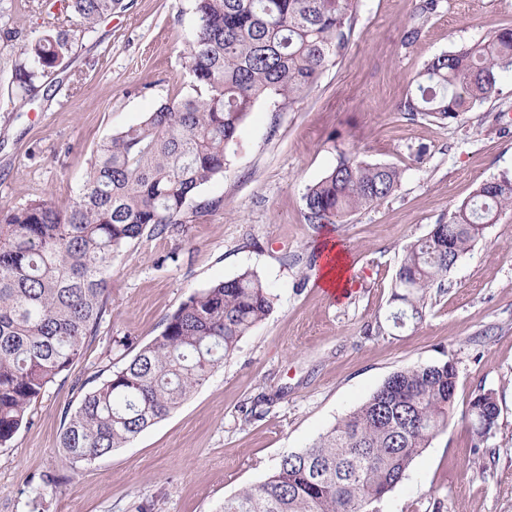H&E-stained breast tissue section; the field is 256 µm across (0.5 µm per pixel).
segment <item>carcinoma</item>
Wrapping results in <instances>:
<instances>
[{
	"mask_svg": "<svg viewBox=\"0 0 512 512\" xmlns=\"http://www.w3.org/2000/svg\"><path fill=\"white\" fill-rule=\"evenodd\" d=\"M356 0H195L189 92L102 141L77 195L64 208L31 200L0 215V447L29 409L83 354L108 310L112 261L144 236L184 232L185 210L201 186L224 174L226 147L255 104L281 107L304 97L345 49ZM121 0H65V28L48 11L43 34L11 61L27 94L70 58L77 35L95 31ZM512 74V29L432 58L411 82L401 111L456 118L498 91ZM400 180L390 165L345 158L304 194L308 221L335 224L387 199ZM512 207V178L478 185L445 223L404 248L397 273L400 323L418 322L429 288L443 280L499 213ZM273 309L253 272L191 294L162 333L123 366L87 378L78 407L65 411L61 447L77 474L133 440L191 396L240 340ZM457 369L448 360L397 371L311 445L284 456L263 483L224 500L222 512H369L448 426ZM468 415L479 438L499 417L491 392Z\"/></svg>",
	"mask_w": 512,
	"mask_h": 512,
	"instance_id": "obj_1",
	"label": "carcinoma"
}]
</instances>
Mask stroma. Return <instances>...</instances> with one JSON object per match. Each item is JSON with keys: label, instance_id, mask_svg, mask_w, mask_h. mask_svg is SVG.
Wrapping results in <instances>:
<instances>
[{"label": "stroma", "instance_id": "obj_1", "mask_svg": "<svg viewBox=\"0 0 512 512\" xmlns=\"http://www.w3.org/2000/svg\"><path fill=\"white\" fill-rule=\"evenodd\" d=\"M80 38L53 81L11 99L9 61L40 36L29 0H0V211L44 199L66 206L104 139L188 91L194 0H124ZM420 34L405 37L411 28ZM512 28V0H357L349 43L292 106L259 102L227 150L224 173L187 206L178 237H144L113 261L111 311L71 371L32 406L29 426L0 447V512H220L283 455L365 402L394 372L453 361L447 429L410 465L381 512H512V209L431 288L422 321L395 325V276L407 244L448 220L483 181L512 175V75L499 92L437 122L401 111L411 78L435 55ZM11 29L15 38H4ZM398 168L393 194L338 224H312L303 199L341 158ZM347 250L343 296L321 288L325 242ZM253 271L275 296L267 318L177 409L88 469L61 473L76 381L119 367L164 329L186 298ZM500 414L478 440L476 394ZM257 416H247L249 408Z\"/></svg>", "mask_w": 512, "mask_h": 512}]
</instances>
